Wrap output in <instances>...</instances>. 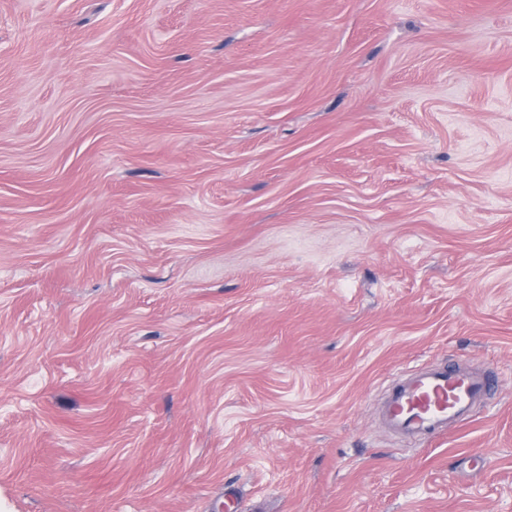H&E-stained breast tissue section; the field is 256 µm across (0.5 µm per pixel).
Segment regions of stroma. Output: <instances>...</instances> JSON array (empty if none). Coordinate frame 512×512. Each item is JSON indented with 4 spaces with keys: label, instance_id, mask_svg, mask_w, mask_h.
Instances as JSON below:
<instances>
[{
    "label": "stroma",
    "instance_id": "stroma-1",
    "mask_svg": "<svg viewBox=\"0 0 512 512\" xmlns=\"http://www.w3.org/2000/svg\"><path fill=\"white\" fill-rule=\"evenodd\" d=\"M0 512H512V0H0ZM487 371L462 363L431 364L405 374L380 408L384 428L412 439H426L470 421L495 391Z\"/></svg>",
    "mask_w": 512,
    "mask_h": 512
}]
</instances>
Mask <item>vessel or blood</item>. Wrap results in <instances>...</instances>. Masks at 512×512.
Segmentation results:
<instances>
[{"label":"vessel or blood","instance_id":"1","mask_svg":"<svg viewBox=\"0 0 512 512\" xmlns=\"http://www.w3.org/2000/svg\"><path fill=\"white\" fill-rule=\"evenodd\" d=\"M495 387L492 375L480 368L424 365L391 387L380 408L381 421L392 434L426 439L470 421Z\"/></svg>","mask_w":512,"mask_h":512}]
</instances>
